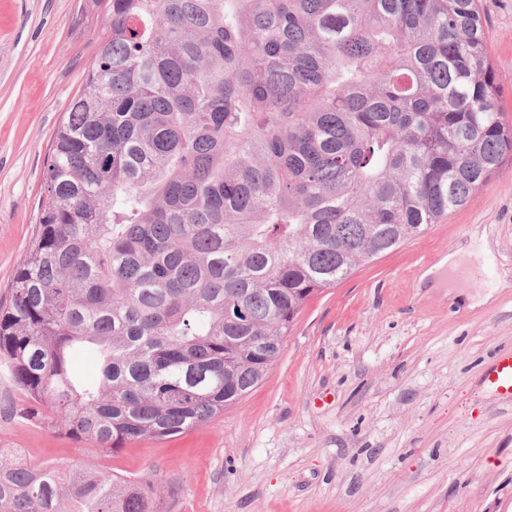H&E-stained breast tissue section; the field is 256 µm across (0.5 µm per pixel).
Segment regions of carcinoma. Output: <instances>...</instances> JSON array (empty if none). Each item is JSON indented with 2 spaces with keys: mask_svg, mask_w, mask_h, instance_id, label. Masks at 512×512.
<instances>
[{
  "mask_svg": "<svg viewBox=\"0 0 512 512\" xmlns=\"http://www.w3.org/2000/svg\"><path fill=\"white\" fill-rule=\"evenodd\" d=\"M478 0H109L0 305V404L100 452L258 386L307 300L512 153ZM97 352L99 377L71 369ZM147 479L0 449V512H161Z\"/></svg>",
  "mask_w": 512,
  "mask_h": 512,
  "instance_id": "carcinoma-1",
  "label": "carcinoma"
}]
</instances>
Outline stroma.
<instances>
[{
    "label": "stroma",
    "mask_w": 512,
    "mask_h": 512,
    "mask_svg": "<svg viewBox=\"0 0 512 512\" xmlns=\"http://www.w3.org/2000/svg\"><path fill=\"white\" fill-rule=\"evenodd\" d=\"M106 4L0 0L1 305ZM479 8L512 126V0ZM477 242L480 263L454 277L441 268ZM502 350H512V154L447 220L313 295L261 384L206 425L103 455L0 415V448L147 478L164 512H512V403L482 384Z\"/></svg>",
    "instance_id": "obj_1"
}]
</instances>
